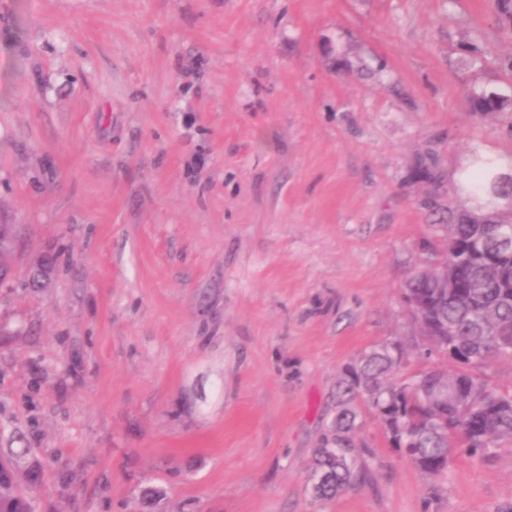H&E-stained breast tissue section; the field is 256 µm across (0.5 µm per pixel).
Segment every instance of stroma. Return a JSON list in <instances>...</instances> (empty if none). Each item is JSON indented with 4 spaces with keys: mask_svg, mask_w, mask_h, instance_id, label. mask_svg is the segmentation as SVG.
<instances>
[{
    "mask_svg": "<svg viewBox=\"0 0 512 512\" xmlns=\"http://www.w3.org/2000/svg\"><path fill=\"white\" fill-rule=\"evenodd\" d=\"M509 57L491 0H0V448L39 512H512V448L436 484L368 413L370 482L310 478L346 365L442 361L402 288L444 247L423 199L512 155L468 100ZM30 453L31 448H0V459L13 465L11 476L0 480V512H19L24 505L25 512L37 511L40 465L25 457Z\"/></svg>",
    "mask_w": 512,
    "mask_h": 512,
    "instance_id": "35a3bbf8",
    "label": "stroma"
}]
</instances>
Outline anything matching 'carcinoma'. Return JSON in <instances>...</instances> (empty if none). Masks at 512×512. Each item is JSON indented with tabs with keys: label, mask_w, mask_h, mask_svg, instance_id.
I'll use <instances>...</instances> for the list:
<instances>
[{
	"label": "carcinoma",
	"mask_w": 512,
	"mask_h": 512,
	"mask_svg": "<svg viewBox=\"0 0 512 512\" xmlns=\"http://www.w3.org/2000/svg\"><path fill=\"white\" fill-rule=\"evenodd\" d=\"M469 102L483 115L511 112L512 82L474 86ZM472 164L475 200L512 198V177L496 172L493 159L474 151ZM423 206L438 216L445 248L410 274L403 295L407 302L416 300L422 319L442 327L429 342L460 369L436 365L405 374L406 356L396 342L346 366L336 386V414L312 455L313 491L321 501L369 480L368 468L356 464L361 404L383 422L390 444L433 480L447 473L456 454L489 460L497 449L512 447V390L493 388L466 372L496 359L512 360V254L501 252L502 242L512 239V211L467 210L435 194ZM444 267L456 287L440 291L433 283ZM30 453L0 448V459L13 465L11 476L0 480V512L23 506L37 512L40 465L27 458Z\"/></svg>",
	"instance_id": "cac0c4a2"
}]
</instances>
